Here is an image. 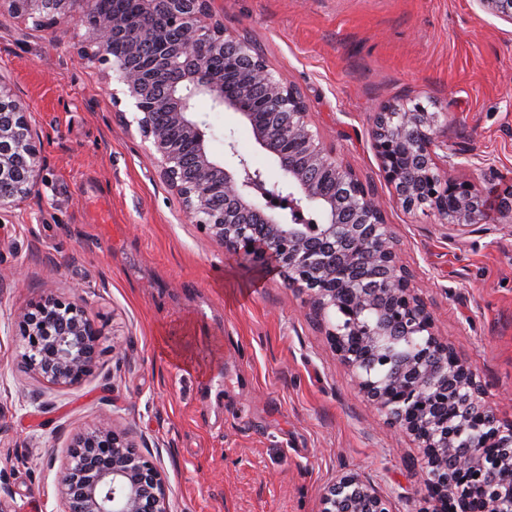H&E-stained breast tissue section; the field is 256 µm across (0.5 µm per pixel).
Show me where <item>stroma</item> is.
<instances>
[{"label": "stroma", "instance_id": "stroma-1", "mask_svg": "<svg viewBox=\"0 0 512 512\" xmlns=\"http://www.w3.org/2000/svg\"><path fill=\"white\" fill-rule=\"evenodd\" d=\"M214 12L299 88L325 146L377 194L438 333L511 421L512 223L490 209L457 232L404 211L371 129L376 110L423 103L446 114L449 153L469 157L461 177L512 188V25L471 0H215ZM83 33L0 12V77L42 156L30 194L0 210V490L11 512H64L57 474L95 427L128 432L159 467L170 512H317L345 471L393 512H413L425 493L415 443L360 395L306 294L187 222L113 105L104 65L75 58ZM196 110L216 156L232 134L276 177L248 125L205 99ZM76 290L103 335L86 380L58 388L23 367L16 321ZM198 336L200 366L171 360Z\"/></svg>", "mask_w": 512, "mask_h": 512}]
</instances>
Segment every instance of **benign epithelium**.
Listing matches in <instances>:
<instances>
[{
  "label": "benign epithelium",
  "mask_w": 512,
  "mask_h": 512,
  "mask_svg": "<svg viewBox=\"0 0 512 512\" xmlns=\"http://www.w3.org/2000/svg\"><path fill=\"white\" fill-rule=\"evenodd\" d=\"M213 0H138L139 17L103 11L96 0H0L22 19L54 28L75 5L84 28L80 59L116 74L112 100L129 99L132 119L156 159L158 176L182 201L189 223L250 265L270 263L290 288L307 292L327 340L362 394L397 431L413 438L427 495L417 512L512 510V422L484 399L476 370L438 334L383 206L353 168L328 150L298 88L275 74L247 41L224 30ZM512 25V0H473ZM236 81L224 85L213 62ZM235 114L280 170L270 182L250 169L232 139L217 159L208 125L194 100ZM448 125L423 103L390 104L375 113L372 147L385 182L406 211L426 207L463 230L483 219L486 190L459 177L465 166L438 151ZM40 142L29 112L0 80V209L24 197L39 167ZM24 367L55 386L80 384L91 372L100 329L79 295L52 294L17 322ZM58 480L65 512H169L158 467L124 432L97 430L79 438ZM318 512H392L390 501L355 473L323 492Z\"/></svg>",
  "instance_id": "benign-epithelium-1"
}]
</instances>
